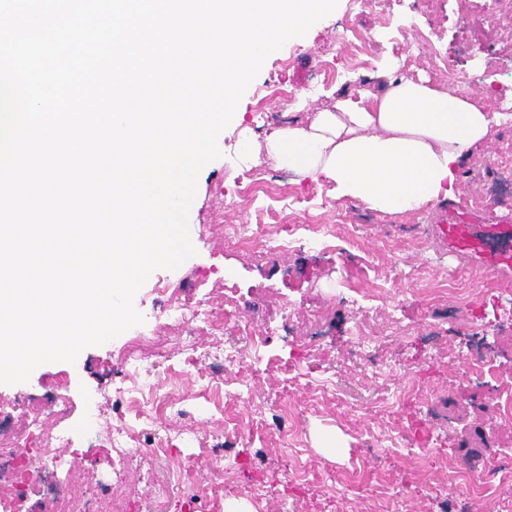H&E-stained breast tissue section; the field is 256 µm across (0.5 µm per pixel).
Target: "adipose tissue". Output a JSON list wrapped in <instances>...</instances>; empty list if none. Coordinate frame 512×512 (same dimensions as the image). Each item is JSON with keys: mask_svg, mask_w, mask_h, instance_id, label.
<instances>
[{"mask_svg": "<svg viewBox=\"0 0 512 512\" xmlns=\"http://www.w3.org/2000/svg\"><path fill=\"white\" fill-rule=\"evenodd\" d=\"M510 122V115L486 112L480 96L401 76L360 100L316 110L308 123L273 128L260 140L243 137L241 153L301 181H331L338 197L374 211L403 215L457 199L468 151Z\"/></svg>", "mask_w": 512, "mask_h": 512, "instance_id": "adipose-tissue-1", "label": "adipose tissue"}]
</instances>
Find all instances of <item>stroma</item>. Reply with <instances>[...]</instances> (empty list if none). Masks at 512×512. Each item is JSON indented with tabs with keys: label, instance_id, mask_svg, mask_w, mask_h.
I'll return each instance as SVG.
<instances>
[{
	"label": "stroma",
	"instance_id": "stroma-1",
	"mask_svg": "<svg viewBox=\"0 0 512 512\" xmlns=\"http://www.w3.org/2000/svg\"><path fill=\"white\" fill-rule=\"evenodd\" d=\"M364 30L377 41L369 52L354 38ZM393 75L482 92L488 107L512 100V0H377L370 8L338 0L304 37L266 58L218 138L221 158L198 176L189 211L195 256L152 272L134 298L143 324L85 348L75 363H45L27 382L0 384L1 396H32L36 429L53 428L48 385L68 374L66 427H81L89 404L101 413L96 437L61 449L44 492L113 486L133 512H148L150 489L139 476L150 471L162 481L182 477L167 512H225L234 500L254 512H450L453 501L470 512H512V492L498 481L475 493L460 478L512 455V422L498 406L512 397V294L479 292L469 268L434 255L419 230L428 210L383 215L337 198L330 181H278L270 162L240 164L241 131L263 137L314 108L359 100ZM251 182L258 192L221 208L222 192ZM460 189L454 207L467 221L488 224L512 210L511 123L473 150ZM228 224H261L277 237L292 231L296 241L283 252H248L225 240ZM394 259L415 280L394 279ZM159 280L167 294H154ZM199 300L240 312L251 335L224 343L245 350L251 363L215 373L207 336L186 350L162 307ZM357 320L389 346L397 373L366 375V360L350 343ZM133 342L164 346L169 359L152 367L151 380L179 391L185 406L154 421L130 419L143 450L122 461L108 432L121 409L117 370ZM482 348L490 368L477 379L467 360ZM206 378L219 392L243 381L249 394L204 400L198 391ZM282 403L296 412L292 446L280 432ZM163 429L172 451L159 457L149 445ZM227 431L237 436L229 452L219 444ZM217 455L223 467L215 472ZM259 477L261 493L253 489ZM214 483L223 495H212Z\"/></svg>",
	"mask_w": 512,
	"mask_h": 512
}]
</instances>
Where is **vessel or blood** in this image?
Listing matches in <instances>:
<instances>
[{
  "mask_svg": "<svg viewBox=\"0 0 512 512\" xmlns=\"http://www.w3.org/2000/svg\"><path fill=\"white\" fill-rule=\"evenodd\" d=\"M431 233L440 248L462 257L497 285H512V218L499 217L493 224H464L453 209H442L433 219Z\"/></svg>",
  "mask_w": 512,
  "mask_h": 512,
  "instance_id": "vessel-or-blood-1",
  "label": "vessel or blood"
}]
</instances>
